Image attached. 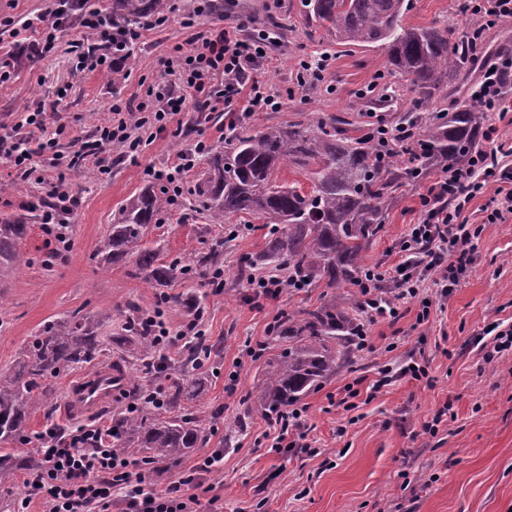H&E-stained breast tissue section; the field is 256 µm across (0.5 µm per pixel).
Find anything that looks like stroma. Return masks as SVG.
<instances>
[{
  "label": "stroma",
  "instance_id": "1",
  "mask_svg": "<svg viewBox=\"0 0 512 512\" xmlns=\"http://www.w3.org/2000/svg\"><path fill=\"white\" fill-rule=\"evenodd\" d=\"M51 2L0 0V56L20 54L10 79L0 83V121L12 124L23 113L41 111L47 125L65 124L59 145L63 152L69 151L72 137L94 140L111 116L113 101L129 99L158 82L174 46L191 49L194 33L220 21L215 14L189 28L183 11L170 13L163 27L145 34L133 64L112 75L82 72L71 50L82 38L79 29L58 31L48 52L18 49L9 20L43 12ZM231 14L247 20L245 36L257 30L274 33L262 78L268 90L291 89L294 98L276 111L240 110L230 116L191 106L179 116L187 136L162 132L135 160L111 146L112 169L106 176L88 179L85 165L66 171L65 184L75 199L68 248L50 252L40 224L46 197L42 184L0 160V184L9 187L0 193V218L23 214L30 224L20 245L22 264L0 282V373L13 369L49 321L79 310L102 323L95 361L51 378V407L31 408L34 431H43L51 421L65 429L95 424L110 412L126 410L130 401L117 393L110 407L86 418L66 407L71 385L106 365L120 367L131 379L140 376L138 344L119 348L111 337L132 315L154 310L155 291L131 277L133 257L103 269L93 255L121 210L147 184L145 167L167 168L195 140L223 148L233 121L260 128L336 115L368 131L404 123L411 112H428L389 75L383 48L345 51L325 29L305 23L301 0H238ZM404 22L448 27L458 38L472 26L459 0H412ZM324 52L330 59L322 81L298 87L301 60ZM379 72L384 78L376 86L372 80ZM431 185L427 178L400 189L382 230L363 253L365 267L394 276L405 259L402 239L410 225L423 220L420 198ZM481 225L477 259L459 288L445 296L437 288L426 289L428 320L418 321L420 302L415 299L397 323H369L368 348L353 350L336 375L299 402L307 433L303 448H272L264 436L266 419L245 414L242 400L262 382L266 358L283 348L269 331L274 316L317 308L330 288L320 282L284 289L276 298L256 296L249 281L265 270L245 267L244 261L265 248L267 230L258 221L225 241L221 290H214L198 269L181 275L168 292L192 295L204 308L213 345L199 371L203 391L193 405L219 411L221 418L207 430L203 447L169 471L151 474L154 488L162 491L172 479L193 475L197 463L220 449L222 465L202 477L219 497V512H512V350L486 357L493 352L495 330L512 328V219ZM223 236V227L205 230L203 221L184 206L172 210L145 242L163 261H183L206 238ZM249 343L263 350L259 358L246 361L242 355ZM412 361L427 366L430 381L403 374ZM445 405L450 411L437 433L424 432L425 423ZM237 418L242 428L226 432L225 422Z\"/></svg>",
  "mask_w": 512,
  "mask_h": 512
}]
</instances>
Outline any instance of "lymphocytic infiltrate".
I'll return each mask as SVG.
<instances>
[{"mask_svg": "<svg viewBox=\"0 0 512 512\" xmlns=\"http://www.w3.org/2000/svg\"><path fill=\"white\" fill-rule=\"evenodd\" d=\"M86 0H54L45 13L26 19L22 29L36 36L42 49H51L56 33L65 24L78 20L94 39L93 47L81 54L80 65L88 71L112 73L119 70L127 56L138 45L145 32L163 26L167 18H147L132 28L113 25L111 15L86 11ZM463 8L474 17L471 41H479L486 29L499 21L512 18V0H464ZM245 25L236 22L215 33H196L194 48L183 51L174 47L166 60V73L172 81L162 90L147 87L144 101L113 102L112 116L99 128L95 146L79 142L69 155L59 154L57 141L49 137L44 119L29 113L22 124L0 132V156L25 175L38 169L35 156L58 169L73 167L92 160L99 174L111 171L106 146L118 145L131 155H138L148 140L166 131L188 103L202 104L209 110L234 112L239 101L248 110H276L282 105L280 94L268 91L261 71L268 61L266 36L247 39ZM512 78V54L499 55L491 63L472 98L484 111L512 112V93L506 78ZM36 129L44 137L38 153L27 149V137L21 128ZM208 146L199 141L184 149L176 163L164 170L152 167L145 173L167 185L173 199L184 193V174ZM512 145L497 144L490 152L474 158L468 165L443 172L422 199L424 218L410 225L401 250L407 259L395 276L384 279L381 273L368 270L359 288L364 298L363 310L369 320L396 322L400 304L416 299L420 284L433 276L437 287L451 292L460 284L477 254L479 231L465 215L471 201L484 197L483 221L500 224L512 218V172L499 170L500 157L511 156ZM41 457L38 471L25 478L27 499H39L46 512H112L113 498H120L125 512H212L213 502L203 501L200 493L190 491L189 481L178 478L165 492H156L143 473L131 471L129 459L112 449V430L97 424L80 426L70 433L46 428L41 435Z\"/></svg>", "mask_w": 512, "mask_h": 512, "instance_id": "lymphocytic-infiltrate-1", "label": "lymphocytic infiltrate"}]
</instances>
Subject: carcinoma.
<instances>
[{
	"label": "carcinoma",
	"instance_id": "cac0c4a2",
	"mask_svg": "<svg viewBox=\"0 0 512 512\" xmlns=\"http://www.w3.org/2000/svg\"><path fill=\"white\" fill-rule=\"evenodd\" d=\"M306 22L326 28L342 46L382 47L389 71L408 82L409 91L429 104L451 78L476 63L465 41L451 40L448 29L402 23L409 0H303ZM165 10L164 0H112V23L136 25ZM486 113L470 97H458L452 111L432 112L425 120L408 118V137L385 148L368 131L359 136L337 126L336 118L319 116L287 127L251 129L233 125L224 148L208 153L200 182L189 191L192 211L208 224H222L234 214L252 215L268 227L267 247L247 260L251 267L270 266L290 285L324 281L329 288L359 282L362 253L378 235L394 193L431 171L466 164L481 152ZM293 166L306 172L311 189L279 182L277 174ZM171 206L160 183L148 185L122 209L107 241L94 258L110 264L135 255L132 276L151 288H167L183 274L178 260L158 262V254L141 246L160 215ZM28 231L26 217L0 218V276L17 268L19 245ZM221 245L197 252L202 267L220 263ZM331 296L302 316L283 315L277 336L288 342L265 363V378L245 403L263 417L288 411L336 374L350 355L349 340L358 323L349 309ZM140 336L142 372L156 371L149 329L132 325ZM98 325L76 311L45 324L14 370L0 373V445L30 444V408L52 395L48 379L74 365L92 361L100 351ZM202 380L184 374L172 381L165 402L172 416L155 412L141 400L133 413L112 419L115 452L155 468H168L205 441L204 426L214 416L182 405L201 392Z\"/></svg>",
	"mask_w": 512,
	"mask_h": 512
}]
</instances>
